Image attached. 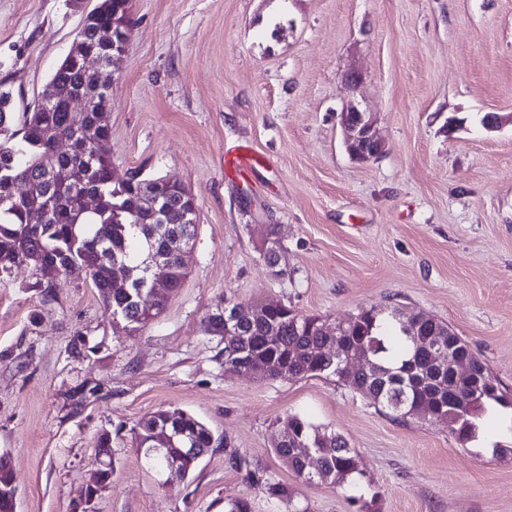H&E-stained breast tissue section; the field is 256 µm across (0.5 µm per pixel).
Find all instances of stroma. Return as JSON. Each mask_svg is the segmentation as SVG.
I'll list each match as a JSON object with an SVG mask.
<instances>
[{
  "instance_id": "35a3bbf8",
  "label": "stroma",
  "mask_w": 512,
  "mask_h": 512,
  "mask_svg": "<svg viewBox=\"0 0 512 512\" xmlns=\"http://www.w3.org/2000/svg\"><path fill=\"white\" fill-rule=\"evenodd\" d=\"M98 4L0 0V83L17 112L33 110ZM130 17L106 149L117 177L165 176L195 195L190 272L133 334L84 277L46 293L29 266L0 274V452L17 512H224L228 497L283 512L220 445L164 483L134 433L168 407L229 437L309 512L371 498L379 512H512V429L463 445L332 377L226 374L224 339L203 325L228 301L331 323L397 303L447 322L512 389V0H130ZM352 100L375 113L383 143L365 164L339 123ZM239 144L261 161L246 182L224 175ZM270 228L276 275L259 251ZM290 414L341 434L362 475L341 487L298 478L274 452ZM105 432L112 483L90 500Z\"/></svg>"
}]
</instances>
